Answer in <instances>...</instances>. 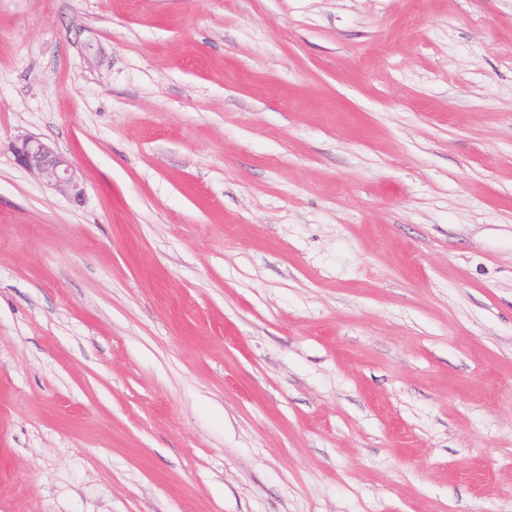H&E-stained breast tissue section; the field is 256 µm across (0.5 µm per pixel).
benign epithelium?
<instances>
[{
    "label": "benign epithelium",
    "instance_id": "1",
    "mask_svg": "<svg viewBox=\"0 0 512 512\" xmlns=\"http://www.w3.org/2000/svg\"><path fill=\"white\" fill-rule=\"evenodd\" d=\"M15 163L47 186L78 203L85 196L83 177L79 168L64 154L40 138L21 134L12 141Z\"/></svg>",
    "mask_w": 512,
    "mask_h": 512
}]
</instances>
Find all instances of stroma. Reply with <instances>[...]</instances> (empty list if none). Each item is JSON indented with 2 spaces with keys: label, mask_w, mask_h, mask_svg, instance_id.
<instances>
[{
  "label": "stroma",
  "mask_w": 512,
  "mask_h": 512,
  "mask_svg": "<svg viewBox=\"0 0 512 512\" xmlns=\"http://www.w3.org/2000/svg\"><path fill=\"white\" fill-rule=\"evenodd\" d=\"M0 512H512V0H0ZM15 163L47 186L78 203L85 196L83 177L79 168L64 154L40 138L21 134L11 143Z\"/></svg>",
  "instance_id": "1"
}]
</instances>
